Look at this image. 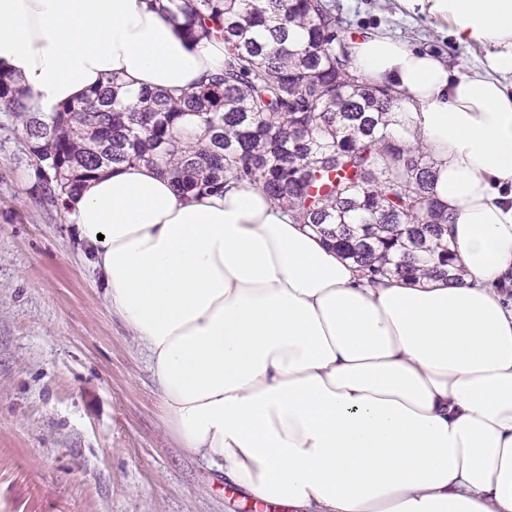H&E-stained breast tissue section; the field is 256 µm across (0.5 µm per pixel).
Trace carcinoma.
<instances>
[{
	"label": "carcinoma",
	"instance_id": "1",
	"mask_svg": "<svg viewBox=\"0 0 512 512\" xmlns=\"http://www.w3.org/2000/svg\"><path fill=\"white\" fill-rule=\"evenodd\" d=\"M154 2L188 40L224 41L221 74L124 99L112 74L45 121L0 71V112L51 173L52 198L66 203L123 164L155 167L185 196L247 182L336 241L372 284L461 279L431 157L389 133L396 97L352 68L331 0Z\"/></svg>",
	"mask_w": 512,
	"mask_h": 512
}]
</instances>
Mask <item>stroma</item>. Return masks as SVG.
Wrapping results in <instances>:
<instances>
[{
    "label": "stroma",
    "instance_id": "obj_1",
    "mask_svg": "<svg viewBox=\"0 0 512 512\" xmlns=\"http://www.w3.org/2000/svg\"><path fill=\"white\" fill-rule=\"evenodd\" d=\"M341 42L377 28L472 75L484 48L396 0H333ZM168 431L152 364L104 299L69 209L0 112V512H248Z\"/></svg>",
    "mask_w": 512,
    "mask_h": 512
}]
</instances>
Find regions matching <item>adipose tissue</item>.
Listing matches in <instances>:
<instances>
[{
	"mask_svg": "<svg viewBox=\"0 0 512 512\" xmlns=\"http://www.w3.org/2000/svg\"><path fill=\"white\" fill-rule=\"evenodd\" d=\"M488 53L455 76L368 30L350 49L399 94L390 130L433 161L460 282L369 284L262 190L187 200L144 164L72 203L112 311L148 353L181 448L296 512H512V0H397ZM150 0H0V69L46 118L107 75L189 90L222 71Z\"/></svg>",
	"mask_w": 512,
	"mask_h": 512,
	"instance_id": "ef3b65f1",
	"label": "adipose tissue"
}]
</instances>
